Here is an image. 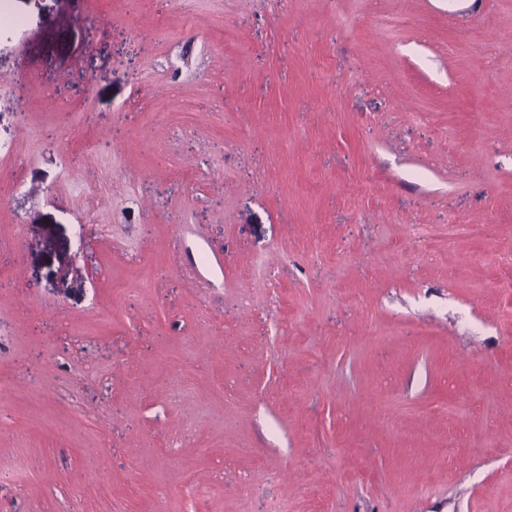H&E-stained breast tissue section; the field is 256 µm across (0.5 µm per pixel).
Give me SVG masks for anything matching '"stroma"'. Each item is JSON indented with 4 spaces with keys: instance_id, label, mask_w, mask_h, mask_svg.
Instances as JSON below:
<instances>
[{
    "instance_id": "1",
    "label": "stroma",
    "mask_w": 512,
    "mask_h": 512,
    "mask_svg": "<svg viewBox=\"0 0 512 512\" xmlns=\"http://www.w3.org/2000/svg\"><path fill=\"white\" fill-rule=\"evenodd\" d=\"M6 4L0 512L512 502V0Z\"/></svg>"
}]
</instances>
